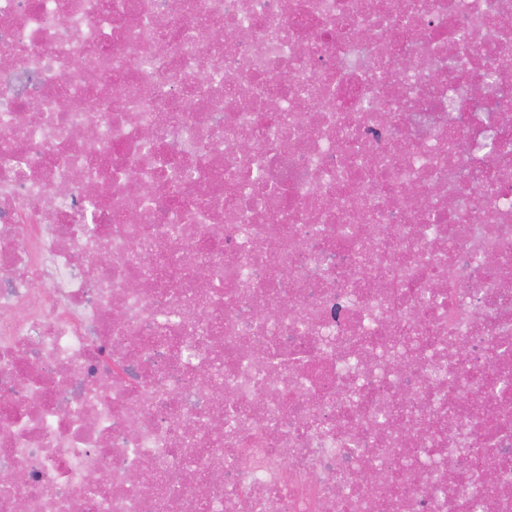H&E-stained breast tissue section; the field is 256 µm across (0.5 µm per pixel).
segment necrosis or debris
<instances>
[{
    "instance_id": "1",
    "label": "necrosis or debris",
    "mask_w": 512,
    "mask_h": 512,
    "mask_svg": "<svg viewBox=\"0 0 512 512\" xmlns=\"http://www.w3.org/2000/svg\"><path fill=\"white\" fill-rule=\"evenodd\" d=\"M499 64L512 0H0V512H512Z\"/></svg>"
}]
</instances>
